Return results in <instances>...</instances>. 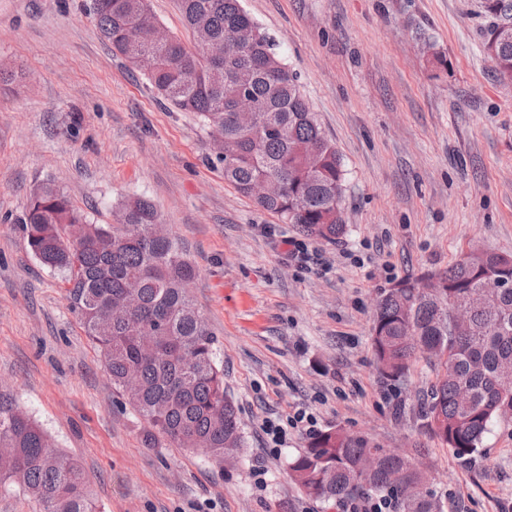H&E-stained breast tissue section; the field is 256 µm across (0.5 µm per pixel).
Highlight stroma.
<instances>
[{
  "label": "stroma",
  "mask_w": 512,
  "mask_h": 512,
  "mask_svg": "<svg viewBox=\"0 0 512 512\" xmlns=\"http://www.w3.org/2000/svg\"><path fill=\"white\" fill-rule=\"evenodd\" d=\"M90 0H0V390L81 466L102 512H337L291 477L290 459L330 430L409 453L445 512L512 503V416L459 460L421 428L434 369L390 382L371 336L394 282L448 268L472 245L512 254V84L483 51L478 0H242L296 73L346 170L347 230L289 257L295 225L224 180L196 113L181 112L103 39ZM429 36L441 63L428 60ZM97 224L119 203L155 205L198 270L207 321L246 446L219 464L164 437L113 388L72 311L68 285L20 224L45 184ZM313 423L293 424L296 412ZM286 441L272 448L266 421Z\"/></svg>",
  "instance_id": "1"
}]
</instances>
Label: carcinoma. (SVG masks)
Returning <instances> with one entry per match:
<instances>
[{"label": "carcinoma", "instance_id": "1", "mask_svg": "<svg viewBox=\"0 0 512 512\" xmlns=\"http://www.w3.org/2000/svg\"><path fill=\"white\" fill-rule=\"evenodd\" d=\"M193 46L154 37L149 0H92L98 27L112 49L142 74L158 95L181 111L196 112L210 136L222 140L215 154L224 178L244 196L260 180H277V196L258 202L286 224L325 242L345 234L336 211L346 177L336 147L323 135L296 76L259 33L251 47L231 39L257 27L240 0H178ZM489 25L484 53L496 77L512 83V0H480ZM140 27L129 48L127 31ZM248 96L251 126L242 127L235 107ZM120 224H94L61 190L46 185L30 200L22 221L27 245L69 285L68 299L87 336L100 351L112 385L158 433L176 447L202 450L221 463L244 447L239 409L224 390V368L208 324L186 285L197 269L187 261L154 205L132 197L119 205ZM440 276L446 292L389 289L373 315L372 352L379 374L405 377L416 358L437 351L441 370L421 405V426L457 458L480 451L497 419L512 416V288L493 303L472 310L465 335L456 332L454 311L476 293L473 267L512 278V256L470 250ZM133 304L130 321L112 309ZM471 392L467 402L458 391ZM289 470L305 492L322 501H345L360 492L395 498L403 512H441L429 495L411 489L424 480L415 459L371 446L340 429L312 437ZM15 486L43 512H101L87 491L79 464L52 447L45 429L0 393V487Z\"/></svg>", "mask_w": 512, "mask_h": 512}]
</instances>
